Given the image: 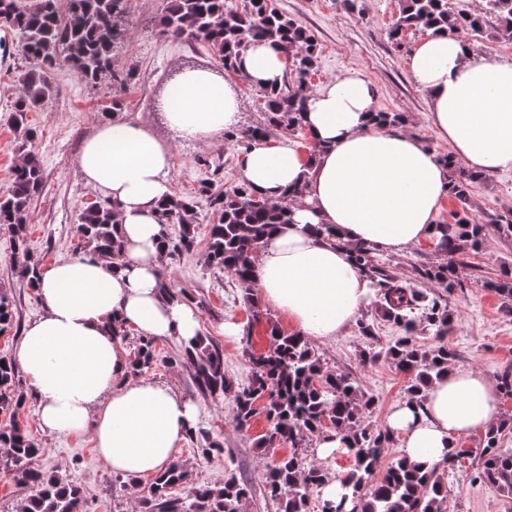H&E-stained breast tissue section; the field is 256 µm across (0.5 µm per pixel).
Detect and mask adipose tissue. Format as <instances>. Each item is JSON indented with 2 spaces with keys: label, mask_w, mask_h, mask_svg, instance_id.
Segmentation results:
<instances>
[{
  "label": "adipose tissue",
  "mask_w": 512,
  "mask_h": 512,
  "mask_svg": "<svg viewBox=\"0 0 512 512\" xmlns=\"http://www.w3.org/2000/svg\"><path fill=\"white\" fill-rule=\"evenodd\" d=\"M286 58L274 42L251 44L238 73L256 86L281 85ZM428 97L438 137L466 169L512 171V62L479 56L461 39L430 32L410 59ZM242 107L231 82L204 68L182 72L163 105L167 126L201 142L234 125ZM376 91L354 72L308 100L303 127L320 145L316 158L288 142L257 141L240 172L261 197L301 188L293 221L266 239L252 266V287L298 335H341L369 305L373 289L353 249L394 253L434 242L447 167L413 134L375 123ZM168 145L143 126L101 125L78 156L88 185L119 204L120 260L75 256L41 268V315L14 352L37 401L42 426L56 434H90L113 472L131 479L164 470L198 409L170 386L131 379L122 337L109 325L188 340L200 332L197 311L161 296L158 210L172 194ZM332 226L337 241L323 239ZM500 388L487 374L450 370L426 393L423 408L397 406L388 426L402 437L408 462L442 467L458 437L488 430L499 418Z\"/></svg>",
  "instance_id": "adipose-tissue-1"
}]
</instances>
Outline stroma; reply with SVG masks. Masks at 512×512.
Returning a JSON list of instances; mask_svg holds the SVG:
<instances>
[{"label":"stroma","instance_id":"obj_1","mask_svg":"<svg viewBox=\"0 0 512 512\" xmlns=\"http://www.w3.org/2000/svg\"><path fill=\"white\" fill-rule=\"evenodd\" d=\"M273 5L315 38L317 65L309 77L313 89L336 82L352 71L363 73L376 88L378 110L401 113L405 129L437 152L448 153V144L437 137L427 118V97L409 70L410 52L424 39V32L407 30L400 49L389 36L402 0H359L354 8L346 0H273ZM164 6V0H128V41L116 62L119 69L132 72L127 84L106 79L91 86L64 68L55 75V94L31 113L30 120L38 130L33 149L44 161L47 183L29 208V244L45 265L72 257L78 242L74 232L77 215L97 197L82 177L78 155L83 141L99 124L117 118L154 132L170 147L168 179L174 192L196 197L198 202L199 246L192 255L167 261V272L203 301L204 307L198 312L201 333L223 348L226 374L243 386L250 376L249 353L269 348L271 326L286 333L291 327L269 308L252 314L232 277L207 264L205 244L218 216L197 189L206 178L213 179L219 189L240 181L241 154L223 135L200 144L178 137L163 125L162 89L177 65H201L216 71L222 68L203 43L173 41L162 34L159 19ZM29 66L28 60L15 53L0 58V191L8 187L19 158L20 142L9 115L17 79ZM116 100L123 104L118 112L112 109ZM470 198L468 216L486 223V240L482 250L462 258L460 284L445 296L451 323L448 343L457 353L453 368L477 369L497 378L512 369V304L484 288L483 280L501 269L512 268V237L503 236L488 222L490 213L512 207V173L488 175L486 180L472 185ZM437 258V251L429 244L382 256L407 287L429 295L436 293L437 287L421 279L417 268ZM0 289L14 296L21 324L40 316L37 291L14 272L10 232L3 225ZM398 335L396 327L383 321L377 339L358 336L351 328L335 339L314 345L325 367L350 373L365 392L374 396L375 405L368 420L380 430L386 429L392 407L406 401L409 377L389 360L370 361L367 352L385 346ZM178 347L175 337L157 338L159 363L148 377L171 386L195 404L206 426L224 441V455L220 458L203 456L187 442L178 449L177 457L187 466L191 483L220 482L227 475H235L253 487L243 512H276L275 503L264 493V458L255 446L267 429L265 416L257 415L248 429L237 430L232 397L221 401L206 398L196 390L189 370L167 365V358ZM16 418L25 421L31 437L44 449L38 460L40 468L66 476L80 486L88 512H140L138 489L148 486L149 478H142L136 486L127 478H116L99 457L90 435L48 432L38 421L35 403H27ZM483 446L484 435L480 432L458 438L457 447L465 455L446 475L448 512H512V498L475 478L473 460Z\"/></svg>","mask_w":512,"mask_h":512}]
</instances>
